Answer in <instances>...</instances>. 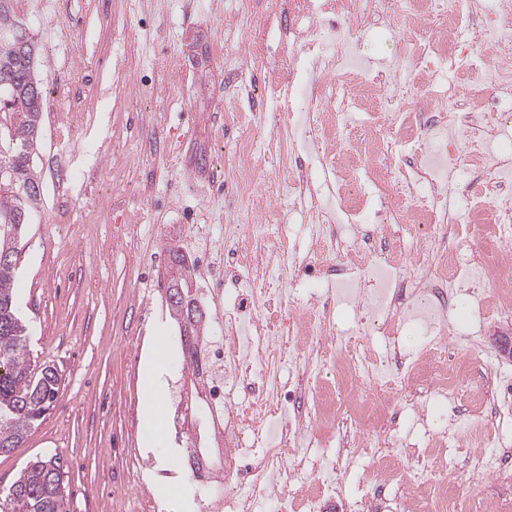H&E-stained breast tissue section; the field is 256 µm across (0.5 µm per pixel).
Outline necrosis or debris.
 <instances>
[{
    "instance_id": "obj_1",
    "label": "necrosis or debris",
    "mask_w": 512,
    "mask_h": 512,
    "mask_svg": "<svg viewBox=\"0 0 512 512\" xmlns=\"http://www.w3.org/2000/svg\"><path fill=\"white\" fill-rule=\"evenodd\" d=\"M268 0L269 11L254 26L244 51L226 54L231 70L263 78V96L306 101L299 113H287L270 134L260 131L258 113L225 100L220 117L234 131L238 167L224 189L242 218L224 226L226 251L204 252V275L215 303L223 304L221 335L213 337V358L203 372L204 396L211 404V433L222 448L224 489L208 512H325L327 503L344 499V512H381L378 496L344 497L340 479L310 483L294 449L336 427L338 392L350 398L346 414L356 428L351 447L369 456L392 491L398 512H463L462 501L448 491L447 476L433 478L434 467H447L440 446L404 442L398 457L409 461L396 473L386 449V429L403 383H410L408 407L415 424L425 427L431 405L454 394L467 374L475 339L466 335L448 311L462 277L476 276L495 288L496 315L512 320V0ZM380 23L419 31L414 44L423 73L406 89L396 73L377 72L350 61L348 41L320 40L318 30L332 17L362 28L367 16ZM292 26L296 37L281 45L274 32ZM494 62L485 67L483 51ZM352 108L366 109L360 131L348 122ZM463 132V153L448 143ZM312 146L336 193L323 196L309 167L297 156ZM277 155L279 181L264 180L265 163ZM370 183L381 203L372 232L361 229L366 210L359 182ZM478 184L463 214L449 206L453 184ZM310 194L314 212L305 216L309 246L298 250L286 232V215L277 211L279 193ZM410 214L421 229L413 249L388 243L386 218ZM466 224H491L495 234L476 255L448 247V235ZM351 272L344 288L360 311L351 336L331 328L336 302L324 292L307 308L281 319L276 307L286 289L303 277L325 278L329 264ZM409 270V281L398 280ZM384 302L388 346H395L406 323L421 326L430 344L426 356L398 364L387 382L377 378L371 352L375 315L366 292ZM334 364L333 380L314 384L311 370ZM294 366V383L282 381L284 366ZM311 398L310 413H289V397ZM499 456L475 447L469 455L471 480L494 478L512 484V443L499 441Z\"/></svg>"
}]
</instances>
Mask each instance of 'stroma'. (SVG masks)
Masks as SVG:
<instances>
[{
    "mask_svg": "<svg viewBox=\"0 0 512 512\" xmlns=\"http://www.w3.org/2000/svg\"><path fill=\"white\" fill-rule=\"evenodd\" d=\"M267 0H9L34 40L47 96L34 167L41 208L18 246L17 303L34 367L54 366L62 383L54 406L19 444L0 453V502L25 466L55 457L66 472L69 512H132L141 490L159 493L150 464L153 438L142 408L143 358L157 355L168 407L167 445L188 447L179 389L188 381L179 329L166 302L174 221L193 224L206 210L224 236V192L199 194L205 170L230 167L233 135L214 120L225 98L253 92L249 75L224 67L210 44L223 43L233 15L248 37ZM369 63L409 61L411 37L376 28L356 33ZM184 75L162 86L170 53ZM452 315L477 333L455 405L463 410L488 388L496 367L512 383V359L489 344L512 322L478 320L467 281ZM163 334L164 350L153 338ZM469 449L447 451L448 490L467 512H487L492 488L465 479Z\"/></svg>",
    "mask_w": 512,
    "mask_h": 512,
    "instance_id": "stroma-1",
    "label": "stroma"
}]
</instances>
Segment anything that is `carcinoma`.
Wrapping results in <instances>:
<instances>
[{"instance_id":"cac0c4a2","label":"carcinoma","mask_w":512,"mask_h":512,"mask_svg":"<svg viewBox=\"0 0 512 512\" xmlns=\"http://www.w3.org/2000/svg\"><path fill=\"white\" fill-rule=\"evenodd\" d=\"M36 46L23 24L0 0V453L20 444L54 406L60 377L52 366L34 372L29 336L17 311L14 280L18 238L32 223L41 194L24 188L40 185L32 166L40 141L43 82L36 65ZM192 404L202 396L197 350L184 354ZM8 512H68L62 466L47 461L27 465L6 496Z\"/></svg>"}]
</instances>
